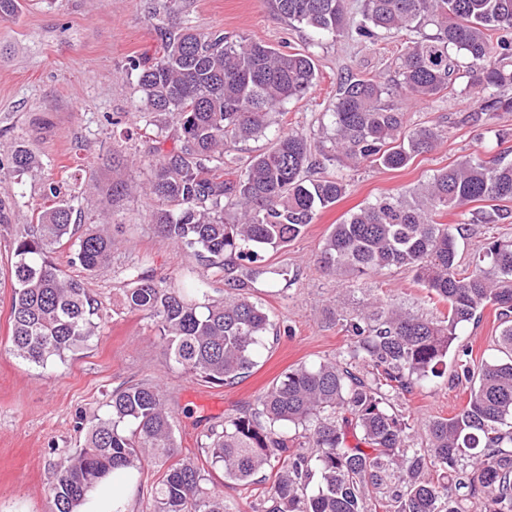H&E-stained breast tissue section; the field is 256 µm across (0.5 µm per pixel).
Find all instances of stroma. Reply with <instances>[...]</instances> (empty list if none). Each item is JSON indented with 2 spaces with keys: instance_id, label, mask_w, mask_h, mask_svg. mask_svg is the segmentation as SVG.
<instances>
[{
  "instance_id": "1",
  "label": "stroma",
  "mask_w": 512,
  "mask_h": 512,
  "mask_svg": "<svg viewBox=\"0 0 512 512\" xmlns=\"http://www.w3.org/2000/svg\"><path fill=\"white\" fill-rule=\"evenodd\" d=\"M155 3L21 0L15 15L0 17V156L24 141L43 162L38 177L0 178V196L12 199L16 223L33 224L44 206L43 184L50 180L61 198L79 195L77 223L106 218L122 227L107 266L97 273L69 266L68 248L51 256L61 270L81 276L103 314L86 348L65 361L39 367L9 352L11 290L0 287V512H51L47 488L57 450L82 444L78 417L90 419L105 411L116 389L136 383L160 386L173 414L178 455L194 457L212 427L253 409L285 370L345 354L352 339L339 316L357 310L365 292L440 315L443 305L429 301L424 288L403 270L383 271L362 289L327 276L318 263L323 241L333 225L381 195L417 186L463 156L512 149V112L499 113L484 128L462 121L476 106L469 97L447 93L410 104L411 123L441 130L437 148L400 170L363 163L351 173L341 201L319 212L286 247L263 253L257 265L264 273L253 299L268 313L272 329L255 366L230 383L190 377L169 359L154 322L122 308L131 274L143 270L179 288L199 285L211 297L224 295L223 271L201 264L156 232L155 198L117 192L120 185L151 176L152 145L137 133L147 116L137 110L138 74L127 62L161 53ZM174 9V21L203 32L310 52L316 84L305 98L285 105L279 127L302 132L314 143L340 80L394 69L405 47L402 38L387 34L371 43L316 37L307 27L277 18L267 0H177ZM502 132L507 138L501 142L497 136ZM86 183L91 186L87 192L82 189ZM498 325L489 310L479 324L461 330L459 340L470 346L474 362L496 357ZM468 396V383L458 381L450 368L416 387L400 408L414 419L448 417Z\"/></svg>"
}]
</instances>
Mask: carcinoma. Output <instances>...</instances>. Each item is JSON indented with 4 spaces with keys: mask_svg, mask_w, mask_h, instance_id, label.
<instances>
[{
    "mask_svg": "<svg viewBox=\"0 0 512 512\" xmlns=\"http://www.w3.org/2000/svg\"><path fill=\"white\" fill-rule=\"evenodd\" d=\"M274 13L317 36L371 41L381 33L411 34L395 75H350L336 87L329 131L318 151L330 165L353 170L364 162L402 169L431 152L438 128L407 126L404 104L444 93L476 98L468 113L484 126L512 112V0H271ZM162 54L139 71L145 110L171 116L179 146L154 147L145 192L161 207L157 231L211 268L224 272V298L175 288L146 271L133 275L123 306L155 322L173 362L187 375L222 383L256 364L272 328L252 301L262 270L247 267L266 250L299 237L319 211L345 195L344 175L311 179L312 144L298 131L276 134L242 169L224 171L227 148L258 140L276 124V109L306 96L316 65L307 51L231 40L191 27L160 28ZM42 167L25 143L16 144L0 173L21 180ZM50 205L38 224H14L12 202L0 198V227L11 235L7 280L12 290L10 346L38 366L96 335L101 306L84 283L65 274L51 254L68 244L70 265L92 273L114 245L111 224L72 222L74 205L45 187ZM450 213L467 224L512 221V162L467 155L414 188L384 195L349 214L323 241L319 262L336 279L361 283L403 268L447 312L427 317L403 304L372 297L345 319L353 346L343 358L288 369L251 415L229 417L200 444L205 462L239 486L265 468L272 486L255 512H466V490L477 512H512V240L490 238L473 270L459 272ZM492 309L501 356L472 367L461 329ZM470 384L467 403L450 417L411 421L394 398L443 376L448 357ZM420 427L427 442L410 445ZM82 447L61 455L49 486L53 512H78L110 476L158 474L154 512H230L235 505L209 485L204 467L177 458L173 424L162 390L132 385L112 392L89 423ZM294 435H288V429ZM467 461V478L459 463ZM316 489H309L313 476Z\"/></svg>",
    "mask_w": 512,
    "mask_h": 512,
    "instance_id": "carcinoma-1",
    "label": "carcinoma"
}]
</instances>
